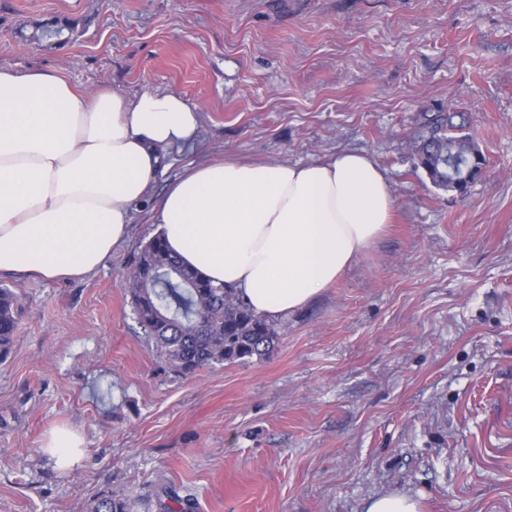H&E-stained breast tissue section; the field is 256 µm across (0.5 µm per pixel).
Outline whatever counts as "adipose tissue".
<instances>
[{"mask_svg": "<svg viewBox=\"0 0 512 512\" xmlns=\"http://www.w3.org/2000/svg\"><path fill=\"white\" fill-rule=\"evenodd\" d=\"M174 91L85 93L47 70L0 68V274L82 279L129 235L133 205L199 138ZM378 163L228 158L186 165L155 204L173 255L258 314L296 312L391 222Z\"/></svg>", "mask_w": 512, "mask_h": 512, "instance_id": "ef3b65f1", "label": "adipose tissue"}]
</instances>
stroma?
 I'll return each instance as SVG.
<instances>
[{"instance_id":"stroma-1","label":"stroma","mask_w":512,"mask_h":512,"mask_svg":"<svg viewBox=\"0 0 512 512\" xmlns=\"http://www.w3.org/2000/svg\"><path fill=\"white\" fill-rule=\"evenodd\" d=\"M62 26L69 42L35 40ZM0 67L83 91L172 90L200 111L191 161L379 163L394 222L276 321L270 357L183 376L144 336L125 275L156 233L77 281L0 277L19 333L0 362V512H512V0H0ZM468 112L486 164L435 188L413 142ZM67 428L83 446L45 449ZM364 512H422L421 503L411 494L395 492L371 497Z\"/></svg>"}]
</instances>
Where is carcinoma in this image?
I'll use <instances>...</instances> for the list:
<instances>
[{"label":"carcinoma","mask_w":512,"mask_h":512,"mask_svg":"<svg viewBox=\"0 0 512 512\" xmlns=\"http://www.w3.org/2000/svg\"><path fill=\"white\" fill-rule=\"evenodd\" d=\"M470 117L448 106L418 133V166L430 182L459 194L481 175L484 155L463 133ZM138 280L130 286L137 322L172 371L190 374L201 368L262 358L278 341L273 320L254 313L234 291L213 285L198 270L181 264L160 236L140 252ZM179 269L195 280L191 286L171 274ZM19 329L15 296L0 288V361L9 357ZM128 501L112 496L91 503L89 512H129Z\"/></svg>","instance_id":"obj_1"}]
</instances>
